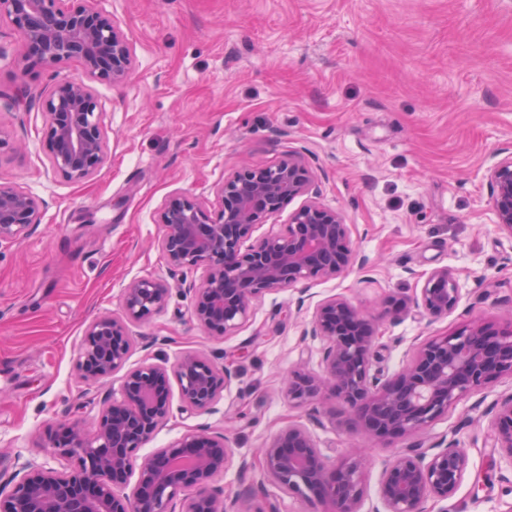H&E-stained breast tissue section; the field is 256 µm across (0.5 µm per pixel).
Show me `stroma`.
Listing matches in <instances>:
<instances>
[{
	"instance_id": "1",
	"label": "stroma",
	"mask_w": 512,
	"mask_h": 512,
	"mask_svg": "<svg viewBox=\"0 0 512 512\" xmlns=\"http://www.w3.org/2000/svg\"><path fill=\"white\" fill-rule=\"evenodd\" d=\"M126 34L133 67L123 82L92 80L103 107L107 159L89 180L52 169L39 105L58 80H81L78 62H24L0 19V181L38 198L41 222L0 242V470L14 456L58 469L41 440L92 423L122 373L84 383L75 361L94 318L121 310L125 286L161 278L166 308L130 324L128 367L174 366L188 351L238 371L214 408L169 420L145 452L189 430L224 434L248 470L230 466L214 490L252 493L280 512H316L264 480L259 450L291 424L306 426L328 465L367 451L361 512L378 504L383 469L404 449L442 438L466 448L469 467L454 512H512V468L492 463L487 414L512 394L502 376L467 394L424 431L389 446L326 399L288 401L281 379L298 362L322 370L320 340L304 337L314 306L343 297L380 308L408 298L433 270L454 272L448 317L413 310L385 318L374 369L398 373L426 338L477 319L512 325V239L496 227L487 175L512 154V0H99ZM303 153L320 201L341 211L363 266L270 291L235 335L211 338L193 320L187 284L171 271L158 215L174 195L215 202V187L243 166Z\"/></svg>"
}]
</instances>
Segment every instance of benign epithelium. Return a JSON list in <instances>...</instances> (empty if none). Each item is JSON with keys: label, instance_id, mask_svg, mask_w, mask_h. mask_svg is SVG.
<instances>
[{"label": "benign epithelium", "instance_id": "obj_1", "mask_svg": "<svg viewBox=\"0 0 512 512\" xmlns=\"http://www.w3.org/2000/svg\"><path fill=\"white\" fill-rule=\"evenodd\" d=\"M0 0V17L9 19L22 41L23 57L57 68L78 61L89 78L123 81L132 69L130 43L97 0ZM45 142L52 168L73 182L90 179L107 158L103 110L89 84L63 79L41 104ZM492 210L500 232L512 238V155L488 174ZM319 186L304 156L290 150L269 166H246L216 187L218 208L190 195L164 204L161 248L172 270H202L188 288L191 315L213 337L235 334L252 318L262 295L304 280L330 279L363 263L342 212L318 201ZM284 232L253 233L267 217L297 198ZM40 201L0 182V241L23 235L40 223ZM170 287L156 278L135 279L122 293L119 315L89 323L75 369L87 384L109 379L126 365L128 326L162 311ZM458 301L452 271H432L410 300L390 299L384 310L401 315L412 305L434 318L448 316ZM380 315L342 297L318 303L310 336L323 343V373L303 367L288 371L282 389L296 405L328 395L345 405L364 431L377 440L403 437L426 428L465 395L504 375L512 377V326L493 331L473 322L445 336L420 343L395 376L371 373ZM175 376L184 408L210 411L237 371L217 367L197 352L181 356L173 368L144 361L127 370L112 393L92 434L75 422L64 434L48 433L43 447L71 461L59 470L16 462L8 492L0 489V512H248V500L214 496L213 480L232 463L224 435L189 431L179 441L148 455L141 449L169 419L170 376ZM492 448L512 465V394L494 406ZM264 478L288 493L317 502L322 512H361L365 496L364 458L329 467L310 431L290 425L261 448ZM466 449L449 440L430 453L412 448L395 455L379 486L383 512H424L429 501L452 499L467 473ZM135 479L132 495L116 487ZM187 488L196 495L182 499Z\"/></svg>", "mask_w": 512, "mask_h": 512}]
</instances>
